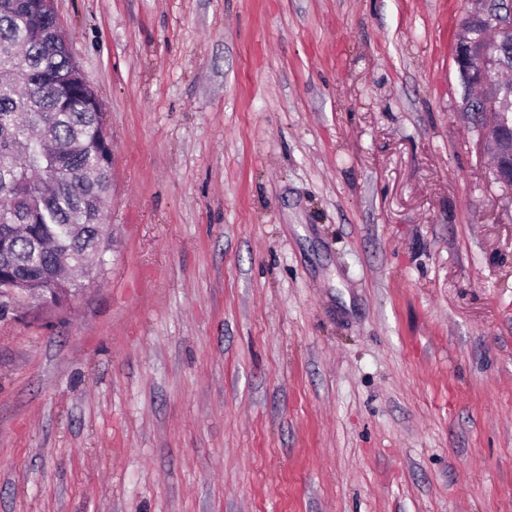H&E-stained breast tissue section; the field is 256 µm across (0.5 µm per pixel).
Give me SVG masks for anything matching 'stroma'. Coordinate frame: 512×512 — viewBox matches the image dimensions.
<instances>
[{"instance_id":"1","label":"stroma","mask_w":512,"mask_h":512,"mask_svg":"<svg viewBox=\"0 0 512 512\" xmlns=\"http://www.w3.org/2000/svg\"><path fill=\"white\" fill-rule=\"evenodd\" d=\"M111 241L0 319V512H512V190L473 0H53ZM473 1L478 6L463 25L464 33L456 44L454 60L464 83L480 87L484 92L482 101L467 100L466 106L478 115L490 116L481 123L480 149L496 155L495 180L512 190V100L496 83L498 75L512 68V56L506 55L512 49V15L511 12L501 15L497 1ZM474 29L490 31L495 46L487 48L473 39Z\"/></svg>"}]
</instances>
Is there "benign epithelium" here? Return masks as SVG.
I'll return each mask as SVG.
<instances>
[{
    "mask_svg": "<svg viewBox=\"0 0 512 512\" xmlns=\"http://www.w3.org/2000/svg\"><path fill=\"white\" fill-rule=\"evenodd\" d=\"M476 7L464 23V33L455 48V63L465 84L481 88V101H466V106L478 115L490 119L481 123L480 148L496 155L493 167L495 180L512 189V98L499 90L496 78L512 68V15L500 14L495 0H474ZM493 34L495 46L487 48L472 38L473 30Z\"/></svg>",
    "mask_w": 512,
    "mask_h": 512,
    "instance_id": "benign-epithelium-1",
    "label": "benign epithelium"
}]
</instances>
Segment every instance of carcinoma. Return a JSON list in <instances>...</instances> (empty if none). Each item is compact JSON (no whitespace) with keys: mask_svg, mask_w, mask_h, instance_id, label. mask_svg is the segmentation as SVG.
<instances>
[{"mask_svg":"<svg viewBox=\"0 0 512 512\" xmlns=\"http://www.w3.org/2000/svg\"><path fill=\"white\" fill-rule=\"evenodd\" d=\"M54 13L0 0V299L60 302L78 287L64 262L93 265L109 242L95 207L110 178L107 129Z\"/></svg>","mask_w":512,"mask_h":512,"instance_id":"1","label":"carcinoma"}]
</instances>
